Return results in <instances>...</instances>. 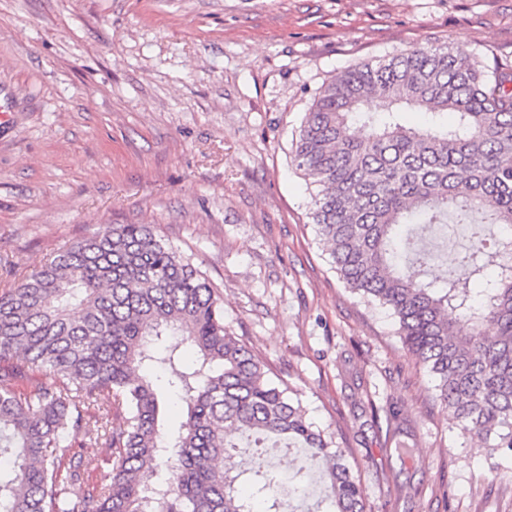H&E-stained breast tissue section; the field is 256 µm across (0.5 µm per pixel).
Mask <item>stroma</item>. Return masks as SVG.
<instances>
[{
	"instance_id": "stroma-1",
	"label": "stroma",
	"mask_w": 512,
	"mask_h": 512,
	"mask_svg": "<svg viewBox=\"0 0 512 512\" xmlns=\"http://www.w3.org/2000/svg\"><path fill=\"white\" fill-rule=\"evenodd\" d=\"M512 65V0H0V288L107 224H151L218 288L224 324L319 428L366 512H512V454L463 435L389 311L318 243L292 142L322 84L412 47ZM402 407L401 467L368 404ZM297 512H325L323 465Z\"/></svg>"
}]
</instances>
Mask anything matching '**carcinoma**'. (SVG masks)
<instances>
[{"instance_id": "1", "label": "carcinoma", "mask_w": 512, "mask_h": 512, "mask_svg": "<svg viewBox=\"0 0 512 512\" xmlns=\"http://www.w3.org/2000/svg\"><path fill=\"white\" fill-rule=\"evenodd\" d=\"M372 98L383 112L365 110ZM408 112L430 120L409 125ZM356 120L367 137L351 131ZM293 162L317 188L312 224L345 287L390 312L464 434L512 452V67L459 47L355 65L315 96ZM451 224L468 242L436 273L415 228L445 241ZM166 393L186 406L169 432ZM101 396L117 400L118 422L87 415ZM380 410L404 469L416 439L400 407ZM71 431L106 449L108 483L84 482ZM232 435L311 449L329 512H365L338 433L308 421L224 326L217 289L154 229L108 224L0 292V512H253L243 482L266 512H292L304 473L283 500L272 471L239 466Z\"/></svg>"}]
</instances>
